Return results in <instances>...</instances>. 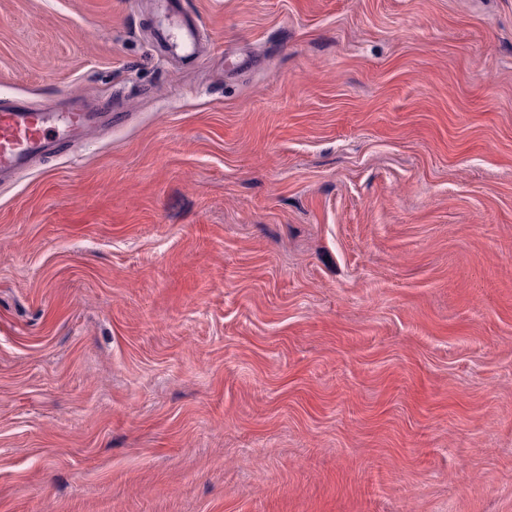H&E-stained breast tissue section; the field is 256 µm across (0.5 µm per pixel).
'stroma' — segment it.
Listing matches in <instances>:
<instances>
[{
  "label": "stroma",
  "mask_w": 512,
  "mask_h": 512,
  "mask_svg": "<svg viewBox=\"0 0 512 512\" xmlns=\"http://www.w3.org/2000/svg\"><path fill=\"white\" fill-rule=\"evenodd\" d=\"M0 0V512H512V0ZM164 3H170L177 0H161ZM175 3L168 4V10L173 15L176 14ZM172 16L165 15L164 21L160 23L155 31L157 42L168 51L176 54L194 56L200 53L201 35L195 21L189 17L173 16L175 20L170 22ZM101 112L74 107L68 112L5 105L0 99V181L19 176L33 159L50 154L61 142L79 145L101 121Z\"/></svg>",
  "instance_id": "obj_1"
}]
</instances>
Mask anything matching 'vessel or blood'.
Wrapping results in <instances>:
<instances>
[{
  "mask_svg": "<svg viewBox=\"0 0 512 512\" xmlns=\"http://www.w3.org/2000/svg\"><path fill=\"white\" fill-rule=\"evenodd\" d=\"M155 37L170 52L187 56L200 52V31L189 17L161 23ZM101 118L97 110L83 107L53 112L0 102V179L24 174L33 159L53 152L59 143L79 145Z\"/></svg>",
  "mask_w": 512,
  "mask_h": 512,
  "instance_id": "vessel-or-blood-1",
  "label": "vessel or blood"
}]
</instances>
